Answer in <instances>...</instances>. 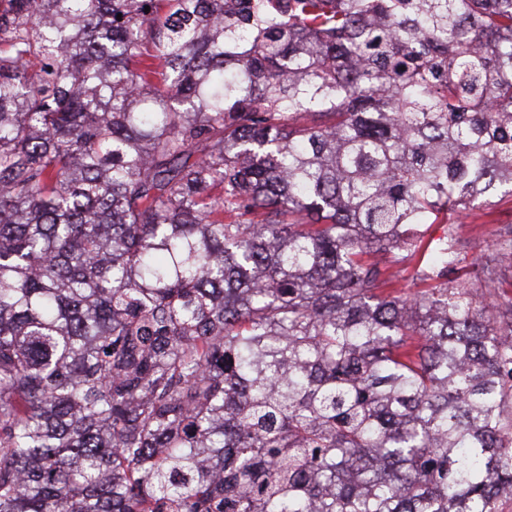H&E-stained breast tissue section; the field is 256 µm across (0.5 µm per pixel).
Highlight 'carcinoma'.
Returning <instances> with one entry per match:
<instances>
[{
  "label": "carcinoma",
  "mask_w": 512,
  "mask_h": 512,
  "mask_svg": "<svg viewBox=\"0 0 512 512\" xmlns=\"http://www.w3.org/2000/svg\"><path fill=\"white\" fill-rule=\"evenodd\" d=\"M493 197L512 0H0V512H499ZM490 201L464 224H453V238L456 249L464 258V265L478 259V271L482 267L488 269L512 295V265L500 261L494 246L500 229L512 224V199L495 197Z\"/></svg>",
  "instance_id": "cac0c4a2"
}]
</instances>
